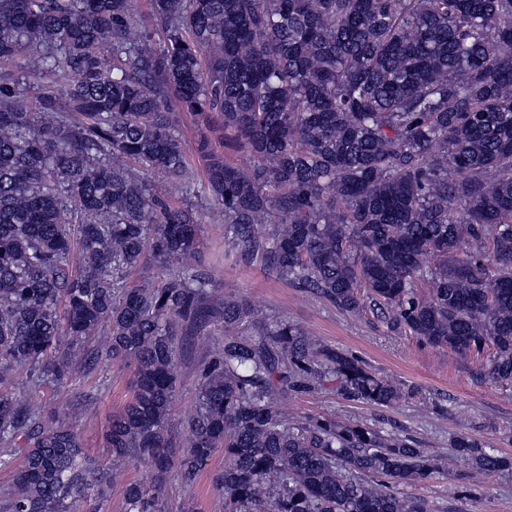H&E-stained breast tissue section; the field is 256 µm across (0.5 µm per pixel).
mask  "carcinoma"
Masks as SVG:
<instances>
[{
  "label": "carcinoma",
  "instance_id": "1",
  "mask_svg": "<svg viewBox=\"0 0 512 512\" xmlns=\"http://www.w3.org/2000/svg\"><path fill=\"white\" fill-rule=\"evenodd\" d=\"M134 4L0 0V446L23 456L0 512H77L132 456L150 479L117 484L126 512H165L171 472L192 485L219 450L224 512H433L390 490L440 470L413 439L281 408L326 385L388 406L397 386L224 294L199 245L218 224L236 258L512 386V0H150L145 22ZM178 112L216 134L200 181ZM209 325L176 451L182 337ZM101 336L134 370L110 469L12 383L72 381ZM450 447L512 469L469 434Z\"/></svg>",
  "mask_w": 512,
  "mask_h": 512
}]
</instances>
